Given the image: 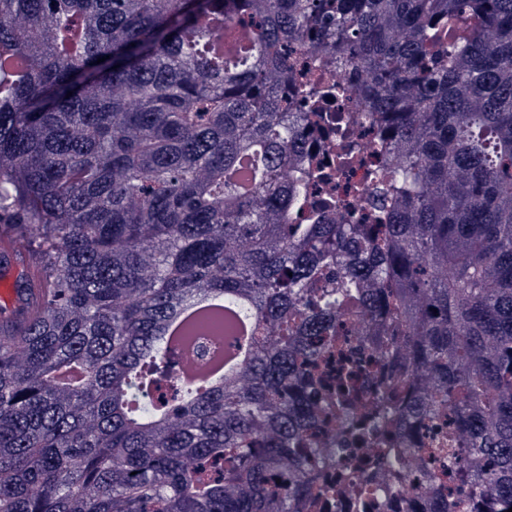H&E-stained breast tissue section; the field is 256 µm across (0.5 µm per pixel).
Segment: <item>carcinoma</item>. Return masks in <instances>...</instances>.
Instances as JSON below:
<instances>
[{
	"mask_svg": "<svg viewBox=\"0 0 512 512\" xmlns=\"http://www.w3.org/2000/svg\"><path fill=\"white\" fill-rule=\"evenodd\" d=\"M465 2L450 43L459 0H0V233L43 274L0 319V512L337 509L307 474L357 447L358 508L424 456L408 512L512 508V0ZM307 39L369 77L384 224L289 222ZM211 294L251 355L190 400L161 333Z\"/></svg>",
	"mask_w": 512,
	"mask_h": 512,
	"instance_id": "carcinoma-1",
	"label": "carcinoma"
}]
</instances>
